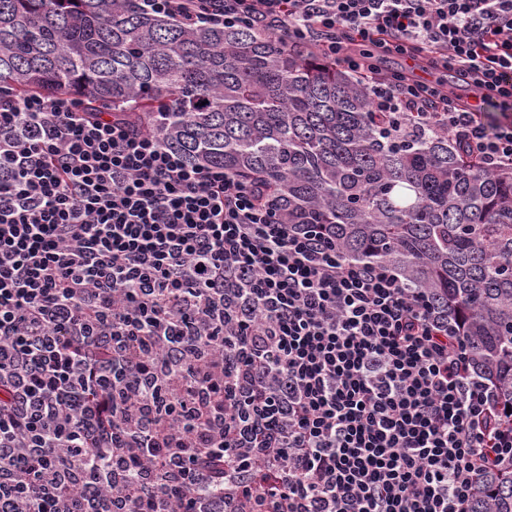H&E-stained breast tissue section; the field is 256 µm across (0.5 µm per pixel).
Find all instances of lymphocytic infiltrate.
Returning <instances> with one entry per match:
<instances>
[{"label":"lymphocytic infiltrate","mask_w":512,"mask_h":512,"mask_svg":"<svg viewBox=\"0 0 512 512\" xmlns=\"http://www.w3.org/2000/svg\"><path fill=\"white\" fill-rule=\"evenodd\" d=\"M143 2L306 41L392 131L512 169V119L443 79L512 109V0ZM507 406L395 265L130 115L0 94V512H471L512 465Z\"/></svg>","instance_id":"obj_1"}]
</instances>
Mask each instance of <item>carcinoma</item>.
Listing matches in <instances>:
<instances>
[{
	"label": "carcinoma",
	"instance_id": "cac0c4a2",
	"mask_svg": "<svg viewBox=\"0 0 512 512\" xmlns=\"http://www.w3.org/2000/svg\"><path fill=\"white\" fill-rule=\"evenodd\" d=\"M133 106L194 165L259 178L279 218L391 262L512 403V169L439 132L390 137L368 84L252 25L187 28L139 0H0V91ZM512 512V468L472 512Z\"/></svg>",
	"mask_w": 512,
	"mask_h": 512
}]
</instances>
